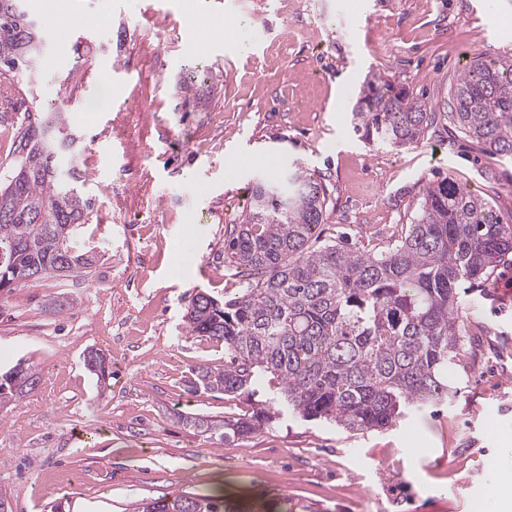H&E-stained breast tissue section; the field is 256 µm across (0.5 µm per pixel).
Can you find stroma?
I'll return each mask as SVG.
<instances>
[{"mask_svg":"<svg viewBox=\"0 0 512 512\" xmlns=\"http://www.w3.org/2000/svg\"><path fill=\"white\" fill-rule=\"evenodd\" d=\"M32 93L0 112L10 163L29 109L58 99L72 39L97 49L77 108L83 189L93 203L76 252L86 273L31 280L0 296V371L18 360L42 381L0 407V494L13 512H134L168 494L238 489L236 504L279 497L313 512H504L512 503V266L472 284V335L437 411L352 435L282 417L248 441L209 440L171 418L221 419L252 401L189 392L191 367L224 346L190 335L196 292L241 288L224 254L225 210L241 216L269 166L303 167L328 190L323 239L387 249L427 183L453 178L512 225V159L489 154L449 120L395 149L352 131L366 77L405 84L434 107L472 57L512 55V0H51ZM119 66L122 76L108 77ZM74 302L58 312L53 301ZM102 349L99 392L83 362Z\"/></svg>","mask_w":512,"mask_h":512,"instance_id":"obj_1","label":"stroma"}]
</instances>
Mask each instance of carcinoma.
<instances>
[{"label":"carcinoma","mask_w":512,"mask_h":512,"mask_svg":"<svg viewBox=\"0 0 512 512\" xmlns=\"http://www.w3.org/2000/svg\"><path fill=\"white\" fill-rule=\"evenodd\" d=\"M43 45L39 21L23 0H0V64L10 84L36 78ZM449 121L512 158V55L475 56L450 87ZM435 113L405 86L365 80L353 130L395 148L423 137ZM20 157L0 184V290L98 262L71 241L92 212L82 191L74 139L59 112L27 115ZM328 207L322 181L303 168L255 184L249 208L227 229L225 254L241 272L237 295L219 303L195 293L185 314L192 336L224 343V367L191 370L188 390L218 391L231 399L274 383L273 395L232 420L179 414L183 426L208 439L242 441L290 413L360 433L425 410L455 395L448 379L464 338L459 289L487 280L512 256V226L492 205L448 177L429 183L412 223L381 253L342 243L318 244ZM84 366L99 382L111 376L107 354L92 348ZM39 367L18 361L0 374V406L41 383ZM141 512H240L222 496L151 499Z\"/></svg>","instance_id":"carcinoma-1"}]
</instances>
